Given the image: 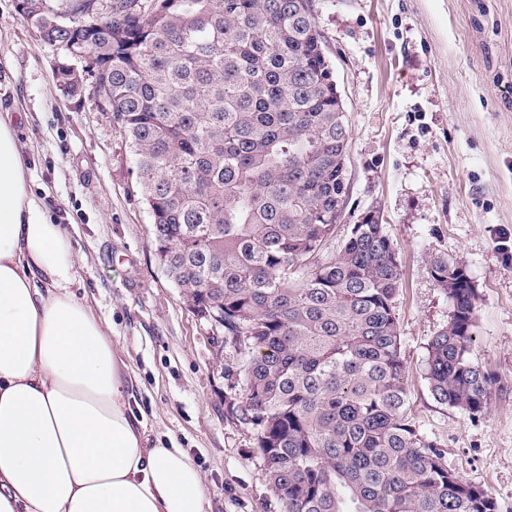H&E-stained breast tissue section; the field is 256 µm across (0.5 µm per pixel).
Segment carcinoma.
<instances>
[{
	"label": "carcinoma",
	"instance_id": "obj_1",
	"mask_svg": "<svg viewBox=\"0 0 512 512\" xmlns=\"http://www.w3.org/2000/svg\"><path fill=\"white\" fill-rule=\"evenodd\" d=\"M61 0L94 39L97 107L134 156L159 264L189 307L247 351L237 387L284 512H497L407 414L398 249L354 224L318 260L348 195L347 113L313 14L294 0ZM65 51L70 35L41 32ZM448 324L427 346L433 399L471 415L492 377L469 356L478 293L442 255Z\"/></svg>",
	"mask_w": 512,
	"mask_h": 512
}]
</instances>
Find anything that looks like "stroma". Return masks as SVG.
<instances>
[{"label":"stroma","instance_id":"35a3bbf8","mask_svg":"<svg viewBox=\"0 0 512 512\" xmlns=\"http://www.w3.org/2000/svg\"><path fill=\"white\" fill-rule=\"evenodd\" d=\"M350 125L349 196L328 243L382 218L399 248L395 304L409 416L449 470L512 512V0H312ZM60 52L0 0V113H12L28 181L63 225L88 303L128 366L150 441L184 449L206 512H284L263 477L234 385L244 355L199 319L160 268L121 129L92 87L67 96ZM459 257L478 291L471 357L492 374L480 415L438 404L426 347L451 306L429 272Z\"/></svg>","mask_w":512,"mask_h":512}]
</instances>
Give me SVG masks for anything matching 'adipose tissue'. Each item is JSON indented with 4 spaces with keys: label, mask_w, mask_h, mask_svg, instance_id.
<instances>
[{
    "label": "adipose tissue",
    "mask_w": 512,
    "mask_h": 512,
    "mask_svg": "<svg viewBox=\"0 0 512 512\" xmlns=\"http://www.w3.org/2000/svg\"><path fill=\"white\" fill-rule=\"evenodd\" d=\"M78 267L0 116V512H205L187 452L146 446Z\"/></svg>",
    "instance_id": "ef3b65f1"
}]
</instances>
